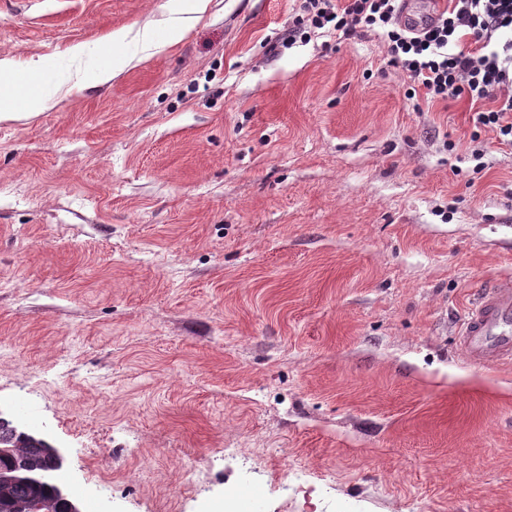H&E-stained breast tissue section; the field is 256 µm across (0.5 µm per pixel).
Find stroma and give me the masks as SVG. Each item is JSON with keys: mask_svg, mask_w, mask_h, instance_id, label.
I'll use <instances>...</instances> for the list:
<instances>
[{"mask_svg": "<svg viewBox=\"0 0 512 512\" xmlns=\"http://www.w3.org/2000/svg\"><path fill=\"white\" fill-rule=\"evenodd\" d=\"M187 7L0 0L57 92L0 121V414L114 512H512V362L457 343L512 279V146L373 33L282 47L297 0L166 45ZM144 26V62L106 40Z\"/></svg>", "mask_w": 512, "mask_h": 512, "instance_id": "1", "label": "stroma"}]
</instances>
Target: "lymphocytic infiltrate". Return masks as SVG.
<instances>
[{
	"mask_svg": "<svg viewBox=\"0 0 512 512\" xmlns=\"http://www.w3.org/2000/svg\"><path fill=\"white\" fill-rule=\"evenodd\" d=\"M402 0H300L282 43L373 32L425 100L467 99L476 126L512 146V0H448L419 25L401 19Z\"/></svg>",
	"mask_w": 512,
	"mask_h": 512,
	"instance_id": "lymphocytic-infiltrate-1",
	"label": "lymphocytic infiltrate"
}]
</instances>
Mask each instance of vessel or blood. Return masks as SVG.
Listing matches in <instances>:
<instances>
[{
	"label": "vessel or blood",
	"mask_w": 512,
	"mask_h": 512,
	"mask_svg": "<svg viewBox=\"0 0 512 512\" xmlns=\"http://www.w3.org/2000/svg\"><path fill=\"white\" fill-rule=\"evenodd\" d=\"M459 344L482 367L512 361V280L479 294L464 314Z\"/></svg>",
	"instance_id": "1"
}]
</instances>
